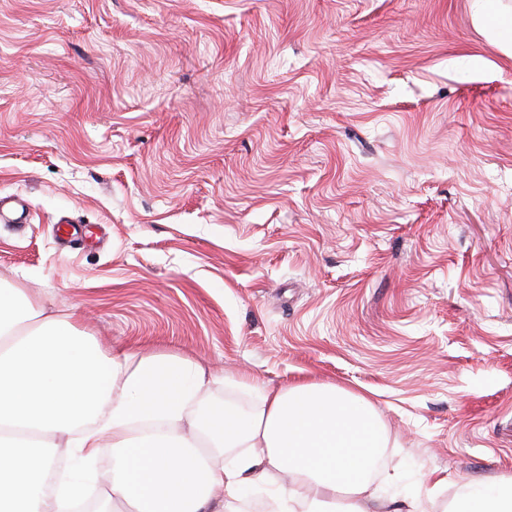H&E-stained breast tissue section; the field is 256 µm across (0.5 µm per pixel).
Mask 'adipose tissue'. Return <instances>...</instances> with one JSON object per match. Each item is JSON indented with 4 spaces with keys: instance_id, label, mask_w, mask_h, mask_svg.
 I'll list each match as a JSON object with an SVG mask.
<instances>
[{
    "instance_id": "1",
    "label": "adipose tissue",
    "mask_w": 512,
    "mask_h": 512,
    "mask_svg": "<svg viewBox=\"0 0 512 512\" xmlns=\"http://www.w3.org/2000/svg\"><path fill=\"white\" fill-rule=\"evenodd\" d=\"M193 358L102 352L75 313L0 289V512H68L85 488L55 456L112 469L108 512H240L263 483L273 512H378L372 471L390 445L368 398L331 383L252 385L253 402L212 406L238 386ZM447 512H512V476L456 494Z\"/></svg>"
}]
</instances>
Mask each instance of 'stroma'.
Listing matches in <instances>:
<instances>
[{
	"mask_svg": "<svg viewBox=\"0 0 512 512\" xmlns=\"http://www.w3.org/2000/svg\"><path fill=\"white\" fill-rule=\"evenodd\" d=\"M478 13L0 0V283L108 350L366 393L381 512L512 475V32Z\"/></svg>",
	"mask_w": 512,
	"mask_h": 512,
	"instance_id": "stroma-1",
	"label": "stroma"
}]
</instances>
